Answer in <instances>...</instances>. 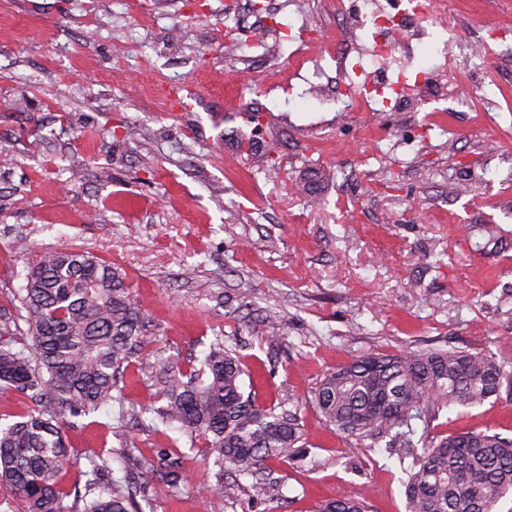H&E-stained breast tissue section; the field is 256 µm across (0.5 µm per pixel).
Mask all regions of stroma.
I'll return each mask as SVG.
<instances>
[{
    "mask_svg": "<svg viewBox=\"0 0 512 512\" xmlns=\"http://www.w3.org/2000/svg\"><path fill=\"white\" fill-rule=\"evenodd\" d=\"M260 2L275 24L232 0H0V304L40 253L88 250L126 272L151 351L199 358L224 335L245 390L299 409L304 459L270 464L281 499L161 497L151 512H315L340 496L406 512L398 457L327 425L313 390L369 353L481 352L512 372V57L487 53L481 90L348 116L321 78L336 67L323 0ZM448 11L456 49L417 45L411 71L462 65L495 29L512 42V0ZM170 84L191 111L165 106ZM255 114L287 181L248 140ZM114 413L70 430L75 455L118 447ZM428 430L511 436L512 395Z\"/></svg>",
    "mask_w": 512,
    "mask_h": 512,
    "instance_id": "35a3bbf8",
    "label": "stroma"
}]
</instances>
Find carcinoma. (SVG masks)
<instances>
[{
	"instance_id": "carcinoma-1",
	"label": "carcinoma",
	"mask_w": 512,
	"mask_h": 512,
	"mask_svg": "<svg viewBox=\"0 0 512 512\" xmlns=\"http://www.w3.org/2000/svg\"><path fill=\"white\" fill-rule=\"evenodd\" d=\"M24 285L0 305V390L32 407L0 425V489L23 512H144L157 497L193 494L220 507L249 474L252 499L270 501L277 482L270 460L296 461L303 442L298 411L259 401L243 389L244 364L224 335L213 336L203 358L187 364L145 357L149 321L130 293L125 274L89 252L49 251L24 268ZM155 389L147 403L127 401L125 375ZM512 374L483 353L455 349L373 353L323 375L313 403L337 431L388 438L387 448L412 456L405 484L406 512H497L512 495V436L483 431L417 437L452 405L481 406ZM114 401L121 405L116 435L127 422L148 431L177 429L190 449L203 445L214 459L212 478L193 483L185 455L168 444L151 456L128 444L91 450L83 482L69 483L67 430ZM138 457L142 476L114 484L112 455ZM317 512H368L352 497Z\"/></svg>"
}]
</instances>
